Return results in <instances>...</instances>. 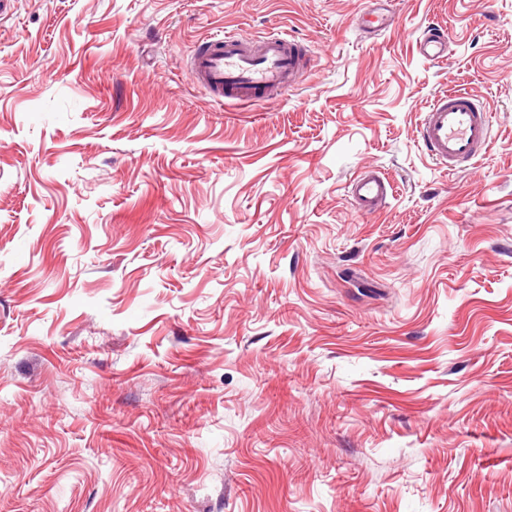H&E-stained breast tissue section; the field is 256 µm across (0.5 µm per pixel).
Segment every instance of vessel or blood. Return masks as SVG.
<instances>
[{"label":"vessel or blood","instance_id":"1","mask_svg":"<svg viewBox=\"0 0 512 512\" xmlns=\"http://www.w3.org/2000/svg\"><path fill=\"white\" fill-rule=\"evenodd\" d=\"M415 47L426 60L447 59V29L438 25L426 29L416 38ZM303 62L297 40L287 31L271 30L256 41L228 32L205 42L192 55L190 70L214 96L250 103L287 89ZM418 134L430 158L452 171L472 163L489 147L491 116L471 89L460 85L436 96L418 126ZM391 192L390 182L376 172H360L351 182V194L367 214L385 204Z\"/></svg>","mask_w":512,"mask_h":512}]
</instances>
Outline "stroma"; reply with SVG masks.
<instances>
[{
  "mask_svg": "<svg viewBox=\"0 0 512 512\" xmlns=\"http://www.w3.org/2000/svg\"><path fill=\"white\" fill-rule=\"evenodd\" d=\"M272 28L298 86L195 84ZM462 83L493 139L450 174L417 127ZM0 512H512V0H14ZM448 31L435 25L426 29L415 39L417 53L426 60L439 62L448 59ZM304 60L286 30L267 31L256 41L226 32L192 55L190 70L215 97L251 103L265 93L274 96L288 89ZM351 194L361 210L368 214L385 204L393 192L390 182L377 172H360L351 182Z\"/></svg>",
  "mask_w": 512,
  "mask_h": 512,
  "instance_id": "1",
  "label": "stroma"
}]
</instances>
